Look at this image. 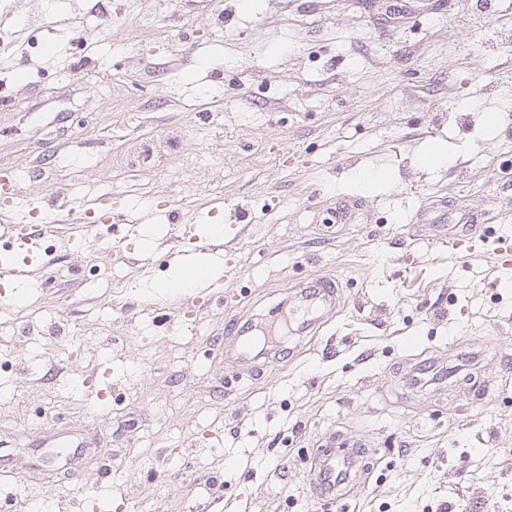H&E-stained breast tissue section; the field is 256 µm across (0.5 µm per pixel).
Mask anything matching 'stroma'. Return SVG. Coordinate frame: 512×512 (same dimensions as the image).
<instances>
[{
  "mask_svg": "<svg viewBox=\"0 0 512 512\" xmlns=\"http://www.w3.org/2000/svg\"><path fill=\"white\" fill-rule=\"evenodd\" d=\"M492 2L480 51L476 0H411L393 27L384 0H0L21 187L0 208L34 224L61 188L128 215L60 225L50 272L0 285V512H512V0ZM474 220L475 249L434 243ZM213 224L226 278L184 318L157 284ZM329 273L333 335L256 372L225 358L226 325ZM425 360L444 376L408 387ZM358 439L369 482L313 495L317 449Z\"/></svg>",
  "mask_w": 512,
  "mask_h": 512,
  "instance_id": "1",
  "label": "stroma"
}]
</instances>
